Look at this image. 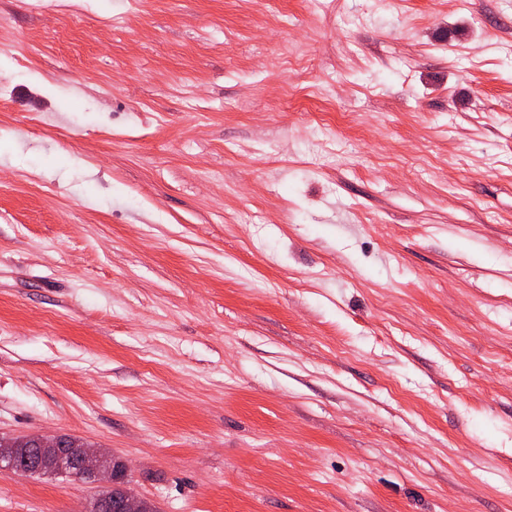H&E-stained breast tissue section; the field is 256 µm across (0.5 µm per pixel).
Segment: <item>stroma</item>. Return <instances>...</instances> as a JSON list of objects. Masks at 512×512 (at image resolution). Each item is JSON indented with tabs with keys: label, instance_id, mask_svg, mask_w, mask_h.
<instances>
[{
	"label": "stroma",
	"instance_id": "1",
	"mask_svg": "<svg viewBox=\"0 0 512 512\" xmlns=\"http://www.w3.org/2000/svg\"><path fill=\"white\" fill-rule=\"evenodd\" d=\"M43 433L161 512H512V0H0V436Z\"/></svg>",
	"mask_w": 512,
	"mask_h": 512
}]
</instances>
